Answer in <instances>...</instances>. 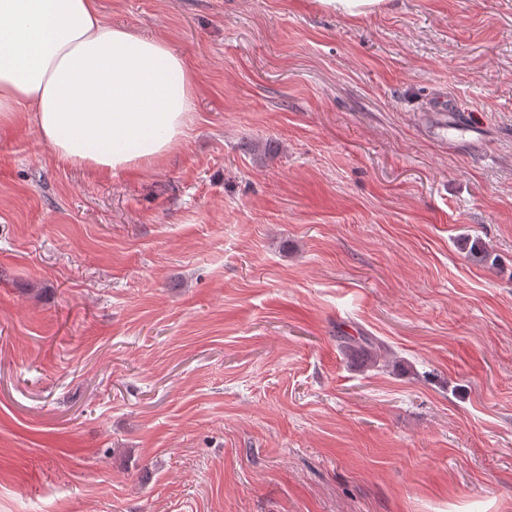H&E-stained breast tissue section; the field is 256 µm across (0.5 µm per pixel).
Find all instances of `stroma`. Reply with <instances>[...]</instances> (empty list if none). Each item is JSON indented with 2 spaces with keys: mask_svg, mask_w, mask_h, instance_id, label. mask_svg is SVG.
<instances>
[{
  "mask_svg": "<svg viewBox=\"0 0 512 512\" xmlns=\"http://www.w3.org/2000/svg\"><path fill=\"white\" fill-rule=\"evenodd\" d=\"M99 5L193 107L109 176L0 135V512H512V0ZM391 0H316L325 11L358 18L388 7ZM336 342L340 351L349 355L371 356L382 346L373 336H337Z\"/></svg>",
  "mask_w": 512,
  "mask_h": 512,
  "instance_id": "stroma-1",
  "label": "stroma"
}]
</instances>
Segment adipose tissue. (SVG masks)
<instances>
[{
	"mask_svg": "<svg viewBox=\"0 0 512 512\" xmlns=\"http://www.w3.org/2000/svg\"><path fill=\"white\" fill-rule=\"evenodd\" d=\"M195 93L155 35L104 24L98 0H0V131L22 112L60 161L104 175L161 161Z\"/></svg>",
	"mask_w": 512,
	"mask_h": 512,
	"instance_id": "adipose-tissue-1",
	"label": "adipose tissue"
}]
</instances>
